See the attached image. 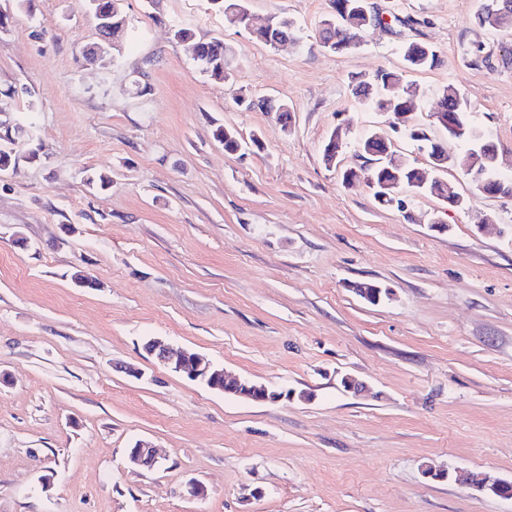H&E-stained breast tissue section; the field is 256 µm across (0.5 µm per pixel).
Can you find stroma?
Instances as JSON below:
<instances>
[{
    "label": "stroma",
    "mask_w": 512,
    "mask_h": 512,
    "mask_svg": "<svg viewBox=\"0 0 512 512\" xmlns=\"http://www.w3.org/2000/svg\"><path fill=\"white\" fill-rule=\"evenodd\" d=\"M247 3L254 26L291 18L294 42L270 48L210 0H122L132 36L104 62L85 58L100 39L84 0H31L0 30V121L36 123L0 174V512H512L456 480L512 482V199L451 170L464 208L416 195L402 212L321 156L337 128L345 167L366 131L392 136L348 75L402 70L418 40L441 62L406 74L410 122L455 85L512 179V30L474 26L479 0H370L382 23L340 55L319 39L329 0ZM177 25L232 48L230 83ZM263 97L290 129L246 107ZM357 283L389 294L370 304ZM152 338L289 396L189 382ZM140 440L161 469L129 466Z\"/></svg>",
    "instance_id": "35a3bbf8"
}]
</instances>
